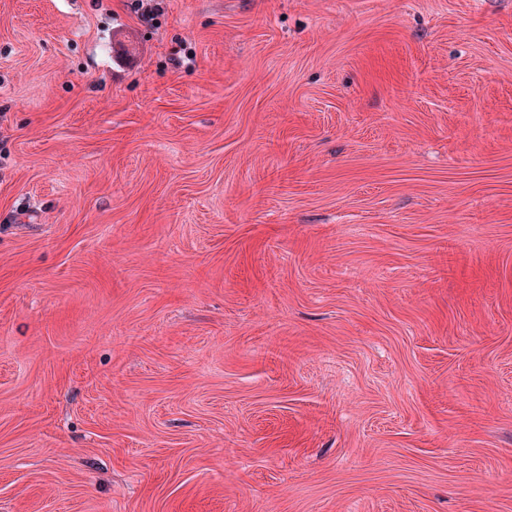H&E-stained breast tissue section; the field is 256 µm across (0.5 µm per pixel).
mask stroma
Masks as SVG:
<instances>
[{
    "instance_id": "35a3bbf8",
    "label": "stroma",
    "mask_w": 512,
    "mask_h": 512,
    "mask_svg": "<svg viewBox=\"0 0 512 512\" xmlns=\"http://www.w3.org/2000/svg\"><path fill=\"white\" fill-rule=\"evenodd\" d=\"M0 0V512H512V0Z\"/></svg>"
}]
</instances>
